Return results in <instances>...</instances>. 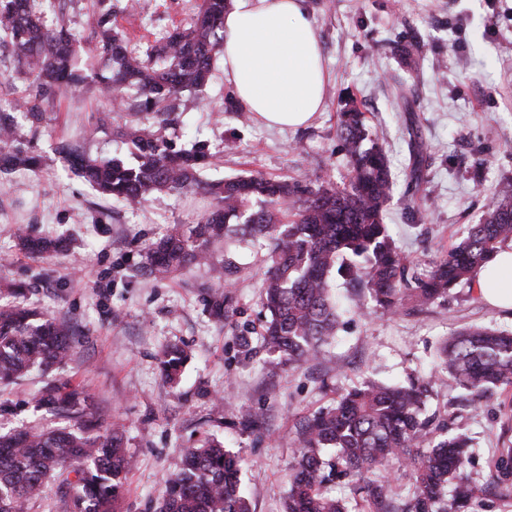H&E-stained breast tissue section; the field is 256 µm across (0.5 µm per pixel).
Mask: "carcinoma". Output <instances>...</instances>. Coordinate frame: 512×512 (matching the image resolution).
I'll use <instances>...</instances> for the list:
<instances>
[{"instance_id":"obj_1","label":"carcinoma","mask_w":512,"mask_h":512,"mask_svg":"<svg viewBox=\"0 0 512 512\" xmlns=\"http://www.w3.org/2000/svg\"><path fill=\"white\" fill-rule=\"evenodd\" d=\"M229 0H202L191 22L176 26L165 45L145 56L134 54L115 25L123 7L111 3L97 20L96 66L104 70L102 95L113 101L130 86L138 98L128 109L145 113L163 125L177 122L175 104L186 89L204 86L224 42V12ZM76 35L66 26L49 27L33 0H0V44L10 48L17 74L25 85L17 106L38 128L45 105L77 91L88 78L73 59ZM337 133L351 158L346 186L313 182L305 177L273 179L259 172L204 184L200 170L214 157L204 140L178 147L139 123L120 127L133 149V161L121 157L93 160L71 157V167L99 193L129 206L155 192L198 193L214 203L187 232H172L150 244L138 269L164 276L210 259V244L232 237L265 239L271 266L261 295L267 312L262 340L276 364L313 359L334 335L339 304L331 294L337 274L357 281L377 306L396 313L423 308L448 296L471 279L495 251L512 240V186L493 198L482 219L435 261L425 279L409 273L395 247L384 211L393 182L382 146L372 139L365 113L342 112ZM38 158L26 148L11 113L0 109V173L33 171ZM426 183L424 148H413L409 198ZM25 250L52 254L58 243L21 237ZM237 266L224 259V283L211 290L209 308L220 321L234 314L224 288L233 285ZM71 331L50 318L14 302L0 304V383L13 382L32 369L50 373L69 355ZM442 367L427 380L388 386L372 379L342 393L335 404L308 416L300 431V448L290 475L285 512H349L327 485L350 478L365 491L368 507L382 512L390 499L380 479L387 458L400 456L408 465L411 504L406 512H465L479 488L465 472L470 439L462 434L434 435L424 414L430 389L441 383L450 390L484 394L512 388V332L464 328L442 349ZM187 361L172 347L160 359L165 380L175 381ZM39 407L69 422L63 428H18L0 435V512H28L49 481L64 489L65 512H118L124 497L123 474L133 464L122 436L113 430L91 436L93 405L82 390L67 382L48 383ZM242 460L207 441L189 448L177 471L164 482L156 512H250L240 490ZM497 483L512 482V452L495 456Z\"/></svg>"}]
</instances>
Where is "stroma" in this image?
<instances>
[{"mask_svg":"<svg viewBox=\"0 0 512 512\" xmlns=\"http://www.w3.org/2000/svg\"><path fill=\"white\" fill-rule=\"evenodd\" d=\"M200 0H132L118 17L135 53L187 23ZM46 24L83 35L75 47L85 63L94 47L91 0H36ZM325 62V106L298 129L241 121L226 111L235 99L215 60L202 94L183 93L178 125L165 137L207 140L217 152L205 181L261 172L305 175L344 186L349 157L337 135L349 104L365 113L383 144L394 180L386 222L398 250L418 276L478 223L496 189L512 183V0H305ZM422 56L420 70L403 64L400 46ZM98 84L51 103L38 130L22 123L38 171L0 178V290L25 284L27 302L69 326L70 359L43 375L32 371L0 386V433L22 426L60 425L36 404L49 380L90 394L102 431L120 429L136 459L125 483L123 512H155L164 482L185 449L223 442L243 461L241 482L252 512H283L300 420L331 405L344 390L372 378L404 385L428 378L439 347L455 329L485 325L512 330V311L487 305L475 284H461L422 311L389 314L367 291L333 281L346 311L336 339L313 361L271 367L260 336L261 286L269 253L252 241L215 245L213 264L233 256L238 273L230 294L235 315L218 321L207 299L212 266L160 280L138 272L141 249L167 231L192 224L210 199L203 194H154L132 209L94 191L57 150L66 143L108 159L126 152L116 129L126 112L100 122ZM424 144L427 182L406 209L412 143ZM61 241V251L33 256L19 235ZM189 359L178 384L167 383L159 358L169 346ZM258 419L241 424L244 409ZM426 413L466 434L473 448L466 471L480 492L470 512H512V486L496 485L492 459L512 445V389L477 398L433 388Z\"/></svg>","mask_w":512,"mask_h":512,"instance_id":"stroma-1","label":"stroma"}]
</instances>
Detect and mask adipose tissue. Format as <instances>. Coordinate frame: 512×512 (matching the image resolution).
<instances>
[{
    "instance_id": "obj_1",
    "label": "adipose tissue",
    "mask_w": 512,
    "mask_h": 512,
    "mask_svg": "<svg viewBox=\"0 0 512 512\" xmlns=\"http://www.w3.org/2000/svg\"><path fill=\"white\" fill-rule=\"evenodd\" d=\"M224 75L243 107L269 126L307 124L325 102L321 45L304 0H238L224 15ZM489 305L512 310V249L478 275Z\"/></svg>"
}]
</instances>
